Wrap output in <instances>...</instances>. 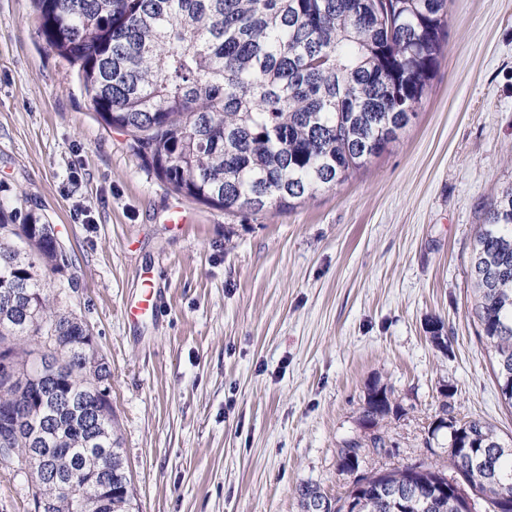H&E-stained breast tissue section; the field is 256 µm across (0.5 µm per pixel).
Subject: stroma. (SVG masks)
<instances>
[{
  "label": "stroma",
  "instance_id": "obj_1",
  "mask_svg": "<svg viewBox=\"0 0 512 512\" xmlns=\"http://www.w3.org/2000/svg\"><path fill=\"white\" fill-rule=\"evenodd\" d=\"M448 6V52L395 142L294 208L227 214L149 171L42 39L32 0H0V203L44 214L73 260L54 302L112 366L139 512L344 495L338 453L363 436L376 382L401 413L360 473L425 463L458 479L448 430L427 438L444 408L512 439L466 311L474 230L512 177V0ZM146 280L156 311L129 318ZM31 510L25 462L0 467V512Z\"/></svg>",
  "mask_w": 512,
  "mask_h": 512
}]
</instances>
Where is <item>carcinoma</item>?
Listing matches in <instances>:
<instances>
[{"label":"carcinoma","instance_id":"cac0c4a2","mask_svg":"<svg viewBox=\"0 0 512 512\" xmlns=\"http://www.w3.org/2000/svg\"><path fill=\"white\" fill-rule=\"evenodd\" d=\"M45 42L77 68L104 123L182 196L226 213L293 208L348 180L415 116L448 50V0H32ZM69 266L54 226L0 206V432L19 428L43 512H132L131 480L109 394L92 396L82 354L88 326L56 309L48 278ZM469 315L512 408V182L484 210L469 262ZM55 327L65 359L48 391L25 368ZM399 413L374 385L366 435L339 450L390 442ZM431 437L450 432L451 461L496 512L512 502V443L480 420L442 409ZM467 496L438 466L393 468L330 498L299 489L302 512H459Z\"/></svg>","mask_w":512,"mask_h":512}]
</instances>
